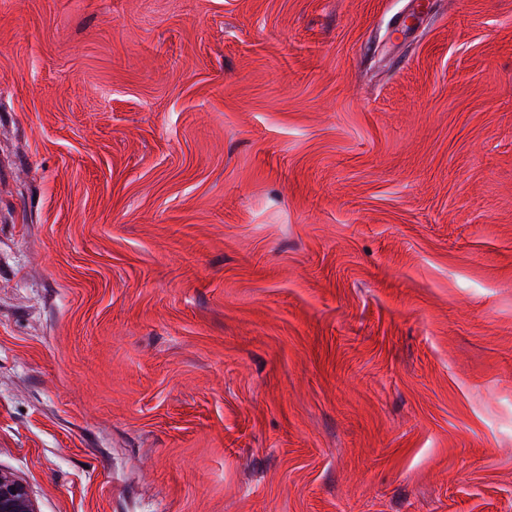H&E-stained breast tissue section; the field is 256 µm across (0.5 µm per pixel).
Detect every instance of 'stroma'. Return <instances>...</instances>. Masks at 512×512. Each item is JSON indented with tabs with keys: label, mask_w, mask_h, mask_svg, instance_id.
Here are the masks:
<instances>
[{
	"label": "stroma",
	"mask_w": 512,
	"mask_h": 512,
	"mask_svg": "<svg viewBox=\"0 0 512 512\" xmlns=\"http://www.w3.org/2000/svg\"><path fill=\"white\" fill-rule=\"evenodd\" d=\"M0 474L512 512V0H0Z\"/></svg>",
	"instance_id": "stroma-1"
}]
</instances>
